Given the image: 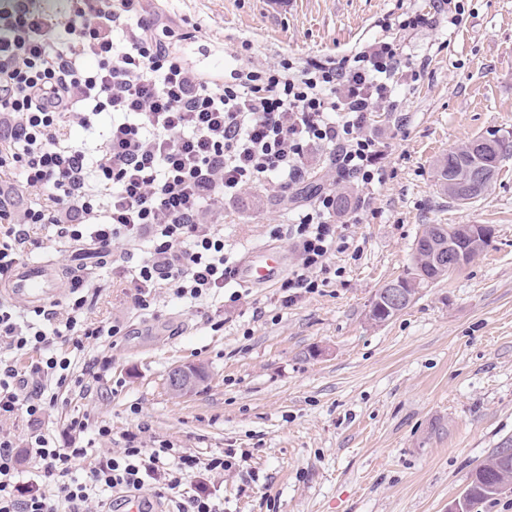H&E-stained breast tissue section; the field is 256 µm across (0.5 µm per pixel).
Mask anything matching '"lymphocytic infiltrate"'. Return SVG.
I'll use <instances>...</instances> for the list:
<instances>
[{"label": "lymphocytic infiltrate", "mask_w": 512, "mask_h": 512, "mask_svg": "<svg viewBox=\"0 0 512 512\" xmlns=\"http://www.w3.org/2000/svg\"><path fill=\"white\" fill-rule=\"evenodd\" d=\"M431 23L406 12L397 36L353 55L246 60L222 83L187 65L181 34L141 0H70L64 11L0 0V280L45 247L36 233L46 226L75 246L138 253L118 268L133 311L149 310L161 290L194 305L213 298L236 274L225 201L256 187L287 193L318 146L330 148L337 181L368 189L386 180L372 117L399 96L390 76L404 57L402 35ZM105 113L112 119L95 152L71 141V127L91 129ZM21 189L35 196L20 205ZM334 209L332 192L318 191L287 225L298 253L279 282L287 300L330 283V259L348 246ZM94 299L77 276L66 302L26 312L0 303V512H103L114 492L144 490L174 512H224L208 479H253L235 449L203 457L165 441L147 448L144 423L124 448L96 450L87 433L103 440L112 428L83 415L70 418L65 444L44 432L59 390L90 394L108 368L93 358L79 369L66 355L120 334L117 324L88 321ZM20 417L21 438L11 431ZM90 456L93 466L78 471ZM26 461L35 478L25 479Z\"/></svg>", "instance_id": "1"}]
</instances>
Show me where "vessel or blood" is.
<instances>
[{
  "instance_id": "obj_1",
  "label": "vessel or blood",
  "mask_w": 512,
  "mask_h": 512,
  "mask_svg": "<svg viewBox=\"0 0 512 512\" xmlns=\"http://www.w3.org/2000/svg\"><path fill=\"white\" fill-rule=\"evenodd\" d=\"M285 270L283 254L268 247L245 256L237 267V279L250 286L273 283ZM65 280L50 261H26L12 275L0 280V294L24 305L41 307L54 300L63 290Z\"/></svg>"
}]
</instances>
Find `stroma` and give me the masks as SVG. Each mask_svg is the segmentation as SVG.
Returning a JSON list of instances; mask_svg holds the SVG:
<instances>
[{"instance_id": "1", "label": "stroma", "mask_w": 512, "mask_h": 512, "mask_svg": "<svg viewBox=\"0 0 512 512\" xmlns=\"http://www.w3.org/2000/svg\"><path fill=\"white\" fill-rule=\"evenodd\" d=\"M438 0H292L269 12L264 0H144L186 33L188 61L233 58L242 42L256 62L329 55L341 58L383 37L405 12L432 16L407 35L409 60L395 78V110L380 109L374 128L386 142L385 183L365 198L358 221L335 223L362 250L338 252L341 277L284 303L277 286L232 284L235 300L186 307L159 294L154 312L132 311L111 265L65 242L35 259L88 268L99 298L92 321L123 333L98 389L66 392L47 434L64 441L65 423L82 414L112 427L107 447H123L139 423L144 444L167 441L209 455L249 453L255 482L225 474L224 512H449L473 473L512 438V157L483 196L467 205L439 193L434 163L480 136L512 142V0H463L449 28ZM419 65L411 80L410 65ZM303 183L281 194L253 188L224 204V241L234 260L274 246L297 262L287 236L273 235L321 189L341 191L317 147ZM428 224H489L490 246L384 323L369 318L381 288L413 263ZM223 319L212 329L209 317ZM200 365L196 392L170 397L164 380L178 365Z\"/></svg>"}]
</instances>
